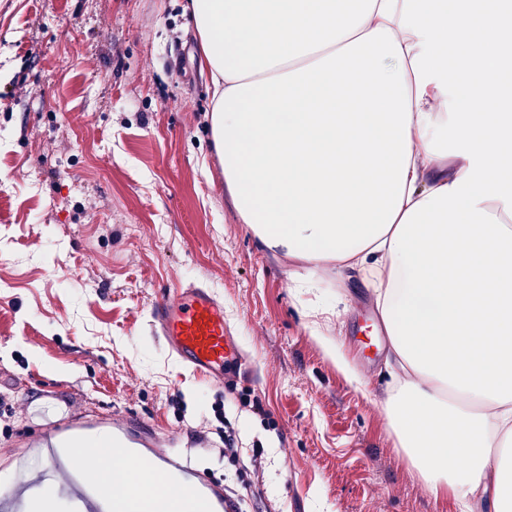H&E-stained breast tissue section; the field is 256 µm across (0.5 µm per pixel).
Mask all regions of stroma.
I'll list each match as a JSON object with an SVG mask.
<instances>
[{"instance_id": "obj_1", "label": "stroma", "mask_w": 512, "mask_h": 512, "mask_svg": "<svg viewBox=\"0 0 512 512\" xmlns=\"http://www.w3.org/2000/svg\"><path fill=\"white\" fill-rule=\"evenodd\" d=\"M181 4L0 0V471L13 473L0 512L33 487L16 462L47 399L74 417L129 414L219 481L232 423L244 454L263 449L247 477L271 512H460L397 447L372 291L355 270L265 247L235 211ZM196 281L223 299L251 364L233 387L154 334L153 303Z\"/></svg>"}]
</instances>
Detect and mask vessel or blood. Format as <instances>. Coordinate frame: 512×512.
Instances as JSON below:
<instances>
[{
	"label": "vessel or blood",
	"mask_w": 512,
	"mask_h": 512,
	"mask_svg": "<svg viewBox=\"0 0 512 512\" xmlns=\"http://www.w3.org/2000/svg\"><path fill=\"white\" fill-rule=\"evenodd\" d=\"M155 331L168 351L185 367L212 382L223 383L229 373L247 369L239 344L224 319V301L210 288L189 283L175 294L162 295L151 312ZM48 438L38 442V455L44 467L38 468L42 489L66 492L70 512H99L93 498L104 487L88 469L72 464L67 448L81 444L91 436H105L114 456L135 460L159 471L160 493L154 494V512H171L172 497L185 502L183 512H228L224 488L202 479L189 460L176 452L159 451L151 430L126 420L105 423L99 417L74 419L60 415L52 421ZM112 512H127L133 493L122 473L112 475Z\"/></svg>",
	"instance_id": "vessel-or-blood-1"
}]
</instances>
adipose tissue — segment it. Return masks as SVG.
Wrapping results in <instances>:
<instances>
[{"label": "adipose tissue", "mask_w": 512, "mask_h": 512, "mask_svg": "<svg viewBox=\"0 0 512 512\" xmlns=\"http://www.w3.org/2000/svg\"><path fill=\"white\" fill-rule=\"evenodd\" d=\"M224 184L271 248L376 278L431 494L512 512V0H188Z\"/></svg>", "instance_id": "ef3b65f1"}]
</instances>
